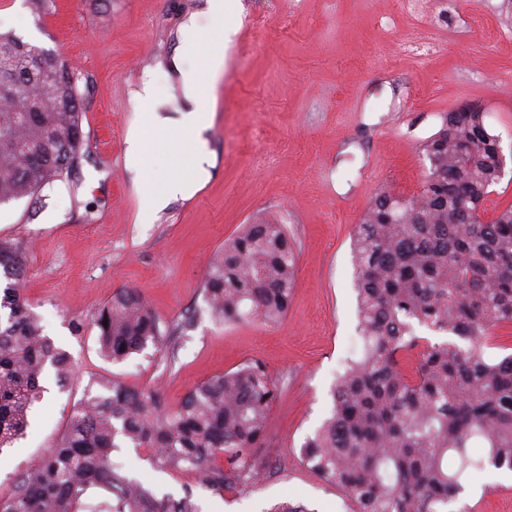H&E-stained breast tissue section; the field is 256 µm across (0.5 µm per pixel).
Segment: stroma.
<instances>
[{"instance_id": "1", "label": "stroma", "mask_w": 512, "mask_h": 512, "mask_svg": "<svg viewBox=\"0 0 512 512\" xmlns=\"http://www.w3.org/2000/svg\"><path fill=\"white\" fill-rule=\"evenodd\" d=\"M229 20L224 71L204 102L208 177L158 212L125 167L138 121L133 96L158 83L159 114L192 109L172 61L184 23L211 34L207 0H0V33L12 32L67 63L84 112L81 164L47 192L39 215L24 197L0 205V238L19 240L23 286L46 336L66 350L74 375L47 380L25 437L0 453V497L18 473L62 436L94 374L150 388L172 411L193 386L262 361L282 388L258 457L274 473L224 494L194 473L161 471L147 451L114 459L158 493L192 489L201 512H268L279 502L309 512H348L345 496L299 462V448L332 409L330 388L358 357L351 239L374 193H417L429 165L422 144L445 113L481 105L506 166L484 202L486 217L512 205V10L504 0H449L445 15L400 12L394 0H238ZM426 38V57L404 45ZM286 225L298 245L294 300L280 323L216 324L201 288L212 254L242 225ZM142 293L167 322L194 315L196 327L167 359L147 347L120 363L97 353L91 323L117 289ZM86 323L75 335L71 320ZM464 512H512V483L494 471L470 485Z\"/></svg>"}]
</instances>
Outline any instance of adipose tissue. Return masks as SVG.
I'll return each instance as SVG.
<instances>
[{
    "mask_svg": "<svg viewBox=\"0 0 512 512\" xmlns=\"http://www.w3.org/2000/svg\"><path fill=\"white\" fill-rule=\"evenodd\" d=\"M223 70L224 57L218 53L209 57L205 67L180 69L183 94L193 107L184 113L176 127L158 114L153 82H144L136 94L139 120L126 140L125 165L138 177L144 196L154 210L163 209L171 199L191 195L207 176L194 158L195 152L205 144L202 136L205 126L199 114L214 78ZM171 143L187 150L183 164L175 168L168 165L165 151Z\"/></svg>",
    "mask_w": 512,
    "mask_h": 512,
    "instance_id": "ef3b65f1",
    "label": "adipose tissue"
}]
</instances>
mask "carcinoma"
<instances>
[{
	"label": "carcinoma",
	"mask_w": 512,
	"mask_h": 512,
	"mask_svg": "<svg viewBox=\"0 0 512 512\" xmlns=\"http://www.w3.org/2000/svg\"><path fill=\"white\" fill-rule=\"evenodd\" d=\"M21 77L13 96L42 112H0V204L32 196L80 158L82 107L55 111L45 85L25 76L50 53L0 35ZM429 167L419 192L383 189L353 236L362 354L331 388L332 410L299 449L311 472L339 488L351 512H447L484 471H512V355L489 356L495 329L512 328V205L483 222L503 174L499 137L485 112H450L422 145ZM297 242L283 224H246L207 271L204 301L218 323H279L293 299ZM0 453L26 433L50 373L65 383L69 354L43 334L23 295L25 254L0 239ZM99 355L121 362L148 345L175 354L195 318L164 322L146 299L121 288L98 308ZM425 329L445 340L433 342ZM416 353L411 369L408 356ZM252 360L203 381L177 409L112 378L90 380L64 434L14 478L0 512H200L189 490L157 494L128 476L114 452L148 450L157 468L190 471L215 492L263 476L271 413L280 399Z\"/></svg>",
	"instance_id": "1"
}]
</instances>
